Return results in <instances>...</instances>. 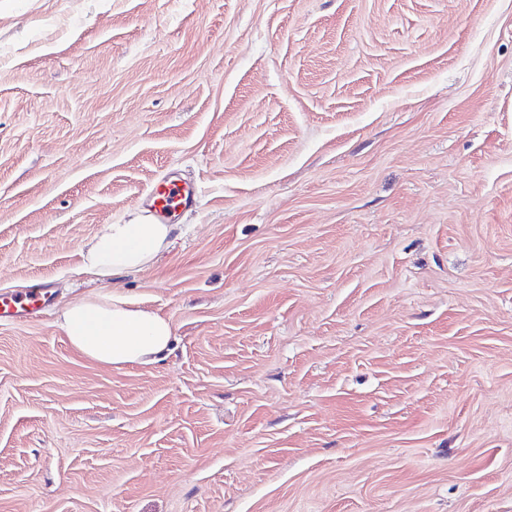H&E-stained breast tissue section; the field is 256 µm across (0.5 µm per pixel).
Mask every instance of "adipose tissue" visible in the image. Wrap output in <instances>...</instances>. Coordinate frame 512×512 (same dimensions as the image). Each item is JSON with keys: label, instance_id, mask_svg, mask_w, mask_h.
Instances as JSON below:
<instances>
[{"label": "adipose tissue", "instance_id": "adipose-tissue-1", "mask_svg": "<svg viewBox=\"0 0 512 512\" xmlns=\"http://www.w3.org/2000/svg\"><path fill=\"white\" fill-rule=\"evenodd\" d=\"M176 230L142 214L132 223L101 225L83 248L84 266L101 278L145 269L173 243ZM57 323L77 351L115 367L154 363L173 338L168 320L116 293L70 301Z\"/></svg>", "mask_w": 512, "mask_h": 512}]
</instances>
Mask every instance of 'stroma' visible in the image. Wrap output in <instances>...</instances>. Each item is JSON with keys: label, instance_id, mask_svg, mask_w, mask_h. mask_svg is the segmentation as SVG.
Here are the masks:
<instances>
[{"label": "stroma", "instance_id": "35a3bbf8", "mask_svg": "<svg viewBox=\"0 0 512 512\" xmlns=\"http://www.w3.org/2000/svg\"><path fill=\"white\" fill-rule=\"evenodd\" d=\"M198 189L150 266L81 252ZM0 512H512V0H0ZM115 292L171 350L56 324ZM52 296L47 283H38L23 293L0 291V321L21 322L42 315L50 309ZM57 323L77 351L115 367L154 363L173 338L168 320L116 293L70 301Z\"/></svg>", "mask_w": 512, "mask_h": 512}]
</instances>
